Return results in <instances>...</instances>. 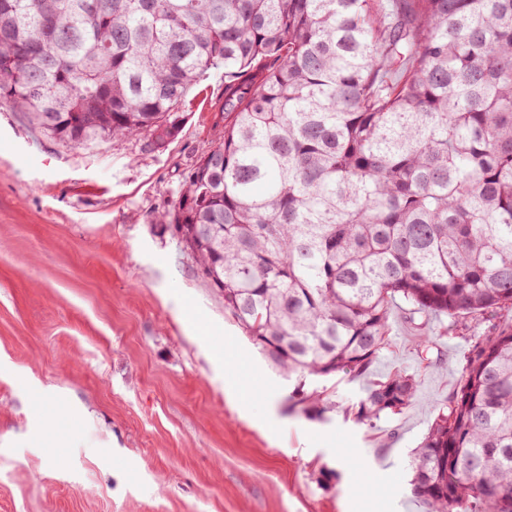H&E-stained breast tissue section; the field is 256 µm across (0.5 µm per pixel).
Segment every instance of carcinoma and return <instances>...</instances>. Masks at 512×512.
Here are the masks:
<instances>
[{
  "label": "carcinoma",
  "mask_w": 512,
  "mask_h": 512,
  "mask_svg": "<svg viewBox=\"0 0 512 512\" xmlns=\"http://www.w3.org/2000/svg\"><path fill=\"white\" fill-rule=\"evenodd\" d=\"M222 129L155 218L286 375L369 374L391 307L498 312L410 462L424 512H512V0H0V103L81 149ZM413 374L355 418L407 409Z\"/></svg>",
  "instance_id": "obj_1"
}]
</instances>
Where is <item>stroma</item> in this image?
<instances>
[{
	"label": "stroma",
	"mask_w": 512,
	"mask_h": 512,
	"mask_svg": "<svg viewBox=\"0 0 512 512\" xmlns=\"http://www.w3.org/2000/svg\"><path fill=\"white\" fill-rule=\"evenodd\" d=\"M223 94L210 70L162 148L142 135L72 149L0 107V512H423L411 455L487 318L452 334L430 318L423 355L395 304L366 380L267 362L154 222L214 140ZM395 369L419 380L410 407L358 422L351 405Z\"/></svg>",
	"instance_id": "obj_1"
}]
</instances>
